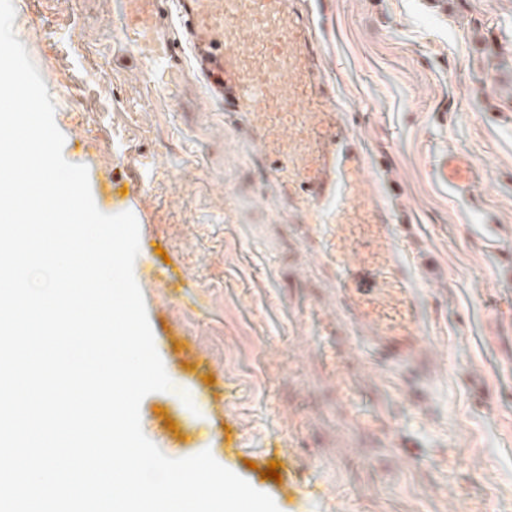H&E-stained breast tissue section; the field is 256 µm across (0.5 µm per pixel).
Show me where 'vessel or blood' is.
I'll return each instance as SVG.
<instances>
[{
    "label": "vessel or blood",
    "mask_w": 512,
    "mask_h": 512,
    "mask_svg": "<svg viewBox=\"0 0 512 512\" xmlns=\"http://www.w3.org/2000/svg\"><path fill=\"white\" fill-rule=\"evenodd\" d=\"M121 2L148 82L167 83L191 58L207 94L260 140L266 176L287 195L303 238L323 258V276L364 335L382 337L392 361H422L413 322L387 315L415 307L422 271L388 206L367 198V164L321 73L312 17L297 0ZM430 167L436 182L454 188L475 176L462 152L441 151Z\"/></svg>",
    "instance_id": "obj_1"
}]
</instances>
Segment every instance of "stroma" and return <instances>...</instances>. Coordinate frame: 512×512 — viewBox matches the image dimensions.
I'll return each instance as SVG.
<instances>
[{
	"mask_svg": "<svg viewBox=\"0 0 512 512\" xmlns=\"http://www.w3.org/2000/svg\"><path fill=\"white\" fill-rule=\"evenodd\" d=\"M307 2L365 190L424 270L413 370L312 278L239 118L189 68L147 83L116 0H13L97 208L142 185L128 209L153 250L133 272L174 385L143 399V433L173 459L210 451L279 512H512V0ZM445 147L476 161L469 189L433 179ZM268 454L287 483L250 467Z\"/></svg>",
	"mask_w": 512,
	"mask_h": 512,
	"instance_id": "1",
	"label": "stroma"
}]
</instances>
